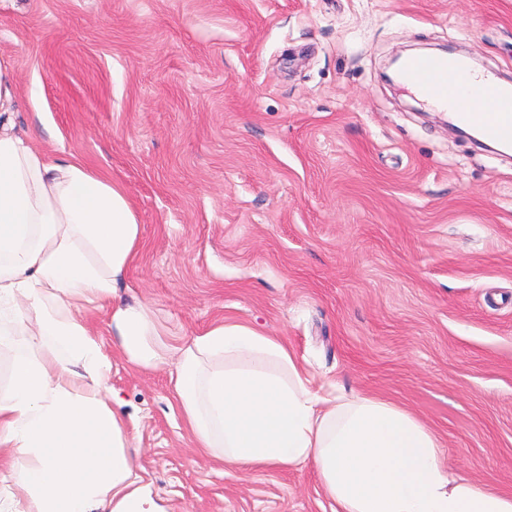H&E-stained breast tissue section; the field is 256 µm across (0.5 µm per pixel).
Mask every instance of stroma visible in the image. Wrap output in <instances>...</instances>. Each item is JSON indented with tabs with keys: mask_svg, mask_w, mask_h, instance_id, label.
I'll return each mask as SVG.
<instances>
[{
	"mask_svg": "<svg viewBox=\"0 0 512 512\" xmlns=\"http://www.w3.org/2000/svg\"><path fill=\"white\" fill-rule=\"evenodd\" d=\"M442 45L511 79L512 0H0L15 134L136 212L122 302L184 342L221 319L280 337L314 391L395 403L451 477L512 494V152L383 77ZM74 314L166 512H331L314 464L199 455L177 356L135 367L108 304Z\"/></svg>",
	"mask_w": 512,
	"mask_h": 512,
	"instance_id": "1",
	"label": "stroma"
}]
</instances>
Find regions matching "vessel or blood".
Returning <instances> with one entry per match:
<instances>
[{
	"label": "vessel or blood",
	"instance_id": "obj_1",
	"mask_svg": "<svg viewBox=\"0 0 512 512\" xmlns=\"http://www.w3.org/2000/svg\"><path fill=\"white\" fill-rule=\"evenodd\" d=\"M399 79L427 101L453 110L461 123L475 127L485 139L512 144V86L476 82L464 61L436 55L407 59ZM473 98L490 101L492 111H470L466 102Z\"/></svg>",
	"mask_w": 512,
	"mask_h": 512
}]
</instances>
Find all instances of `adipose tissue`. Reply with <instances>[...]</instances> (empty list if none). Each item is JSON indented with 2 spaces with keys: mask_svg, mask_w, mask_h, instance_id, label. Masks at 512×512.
I'll use <instances>...</instances> for the list:
<instances>
[{
  "mask_svg": "<svg viewBox=\"0 0 512 512\" xmlns=\"http://www.w3.org/2000/svg\"><path fill=\"white\" fill-rule=\"evenodd\" d=\"M140 245L124 193L73 158L50 161L0 122V346L13 350L0 391V483L9 512H160L136 471L110 364L76 302H112L130 363L180 362L175 406L196 448L231 465L314 463L333 512H512V495L452 480L435 435L372 397L313 391L277 337L218 321L187 344L159 338L118 286ZM36 315L29 328L27 312Z\"/></svg>",
  "mask_w": 512,
  "mask_h": 512,
  "instance_id": "adipose-tissue-1",
  "label": "adipose tissue"
}]
</instances>
